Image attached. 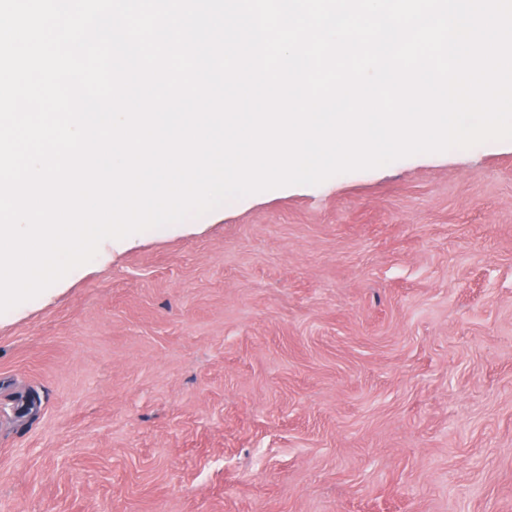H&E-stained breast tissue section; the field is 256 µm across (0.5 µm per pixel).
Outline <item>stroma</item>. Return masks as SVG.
I'll use <instances>...</instances> for the list:
<instances>
[{
  "label": "stroma",
  "instance_id": "stroma-1",
  "mask_svg": "<svg viewBox=\"0 0 512 512\" xmlns=\"http://www.w3.org/2000/svg\"><path fill=\"white\" fill-rule=\"evenodd\" d=\"M0 512H512V140L106 240L1 313Z\"/></svg>",
  "mask_w": 512,
  "mask_h": 512
}]
</instances>
